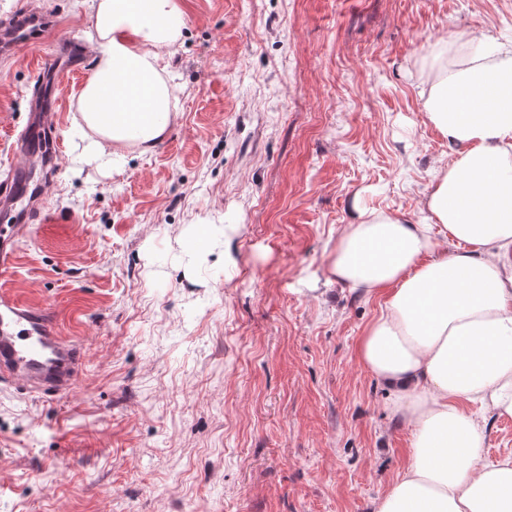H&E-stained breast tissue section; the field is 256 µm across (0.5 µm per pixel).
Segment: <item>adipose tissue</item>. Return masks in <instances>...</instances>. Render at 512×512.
Segmentation results:
<instances>
[{
	"label": "adipose tissue",
	"instance_id": "adipose-tissue-1",
	"mask_svg": "<svg viewBox=\"0 0 512 512\" xmlns=\"http://www.w3.org/2000/svg\"><path fill=\"white\" fill-rule=\"evenodd\" d=\"M94 70L78 110L101 164L169 130L165 54L179 0H92ZM421 108L458 149L433 177L424 224L354 207L330 280L384 299L357 345L361 366L410 426L403 473L373 512H512V457L484 458L486 420L512 417V40L454 30L424 58Z\"/></svg>",
	"mask_w": 512,
	"mask_h": 512
}]
</instances>
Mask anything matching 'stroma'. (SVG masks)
<instances>
[{
	"label": "stroma",
	"instance_id": "1",
	"mask_svg": "<svg viewBox=\"0 0 512 512\" xmlns=\"http://www.w3.org/2000/svg\"><path fill=\"white\" fill-rule=\"evenodd\" d=\"M88 38L89 0H39ZM176 110L107 168L74 133L0 293L79 341L74 392L0 387V512H372L410 427L356 358L380 312L327 278L353 201L424 223L455 153L417 97L456 28L512 38V0H179ZM48 44L0 61V162Z\"/></svg>",
	"mask_w": 512,
	"mask_h": 512
}]
</instances>
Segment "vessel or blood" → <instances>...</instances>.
I'll return each mask as SVG.
<instances>
[{
    "mask_svg": "<svg viewBox=\"0 0 512 512\" xmlns=\"http://www.w3.org/2000/svg\"><path fill=\"white\" fill-rule=\"evenodd\" d=\"M57 26L53 16L22 13L0 24V55L8 57L31 41L52 34ZM84 56L78 42L53 44L44 61L37 64V76L29 92L26 120L13 139L19 160L8 163L0 173V212L10 209L16 223L10 232L0 231V274L9 273L16 258V241L23 225L48 220L40 188L29 178L31 167L44 161L49 175H56V159L62 143L53 139L51 129L60 111V85L66 77L83 74ZM83 370L79 346L63 339L50 309L22 299L0 295V384L23 394L64 397L75 388Z\"/></svg>",
    "mask_w": 512,
    "mask_h": 512,
    "instance_id": "obj_1",
    "label": "vessel or blood"
}]
</instances>
